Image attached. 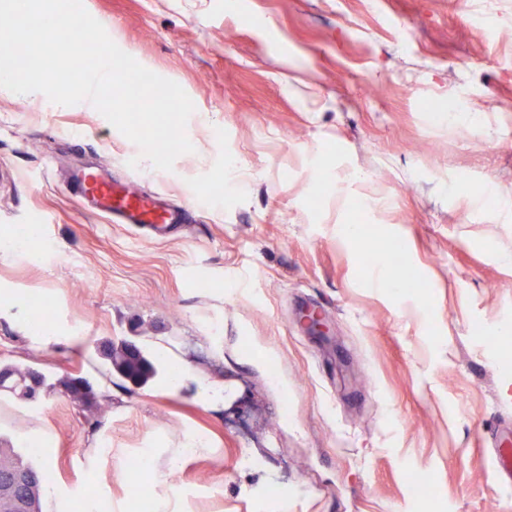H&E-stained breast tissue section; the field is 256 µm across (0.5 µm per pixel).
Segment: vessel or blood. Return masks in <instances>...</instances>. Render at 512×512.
<instances>
[{
	"mask_svg": "<svg viewBox=\"0 0 512 512\" xmlns=\"http://www.w3.org/2000/svg\"><path fill=\"white\" fill-rule=\"evenodd\" d=\"M75 187L84 205L116 224L159 228L180 220L179 212L162 206L156 197L135 192L95 168L81 170Z\"/></svg>",
	"mask_w": 512,
	"mask_h": 512,
	"instance_id": "obj_1",
	"label": "vessel or blood"
}]
</instances>
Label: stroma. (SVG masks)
<instances>
[{
  "label": "stroma",
  "mask_w": 512,
  "mask_h": 512,
  "mask_svg": "<svg viewBox=\"0 0 512 512\" xmlns=\"http://www.w3.org/2000/svg\"><path fill=\"white\" fill-rule=\"evenodd\" d=\"M83 4L191 98L194 150L161 171L97 109L0 88V234L33 232L0 254V308L45 298L59 338L0 317V361L105 395L90 416L0 397V444L111 512H147L123 462L148 448L171 512H512L489 462L512 422V0ZM84 165L202 209L138 238L75 197ZM394 244L404 282L365 261ZM315 305L330 341L297 327ZM110 339L159 376L105 377Z\"/></svg>",
  "instance_id": "1"
}]
</instances>
